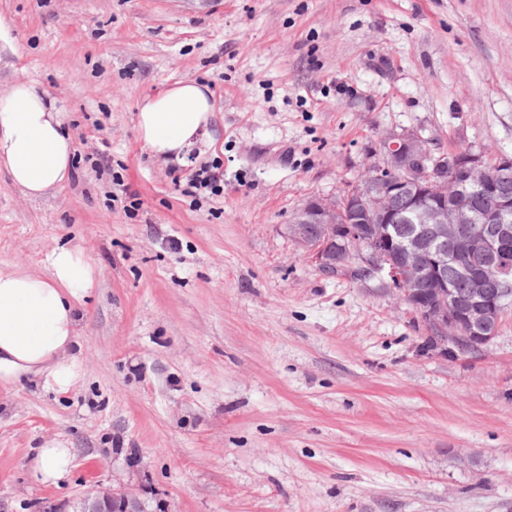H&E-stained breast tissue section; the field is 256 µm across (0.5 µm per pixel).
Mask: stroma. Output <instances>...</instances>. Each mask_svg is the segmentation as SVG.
Listing matches in <instances>:
<instances>
[{
	"label": "stroma",
	"mask_w": 512,
	"mask_h": 512,
	"mask_svg": "<svg viewBox=\"0 0 512 512\" xmlns=\"http://www.w3.org/2000/svg\"><path fill=\"white\" fill-rule=\"evenodd\" d=\"M0 88L40 82L74 175L24 197L0 165V266L59 245L97 266L57 395L0 390V512H71L97 486L145 512H512V313L482 351L426 350L376 282L319 271L285 226L358 186L382 141L512 155V0H0ZM210 86L224 191L172 181L139 102ZM138 194L118 197L119 186ZM75 467L37 483L38 448ZM74 450L55 440L51 445L39 448L32 466L34 478L44 485L59 486L72 471Z\"/></svg>",
	"instance_id": "1"
}]
</instances>
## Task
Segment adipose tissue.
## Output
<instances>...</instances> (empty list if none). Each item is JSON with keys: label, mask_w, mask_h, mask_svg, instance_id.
I'll return each instance as SVG.
<instances>
[{"label": "adipose tissue", "mask_w": 512, "mask_h": 512, "mask_svg": "<svg viewBox=\"0 0 512 512\" xmlns=\"http://www.w3.org/2000/svg\"><path fill=\"white\" fill-rule=\"evenodd\" d=\"M214 118L209 86L181 80L142 99L136 128L153 155L176 159L208 137ZM73 152L62 112L37 82L17 80L0 91V163L25 197L37 199L68 184ZM44 265L43 276L0 267V389L33 380L65 394L84 375L75 348L81 306L95 287L97 268L67 246L49 252ZM73 464V449L55 441L39 449L32 473L40 483L56 486Z\"/></svg>", "instance_id": "1"}]
</instances>
